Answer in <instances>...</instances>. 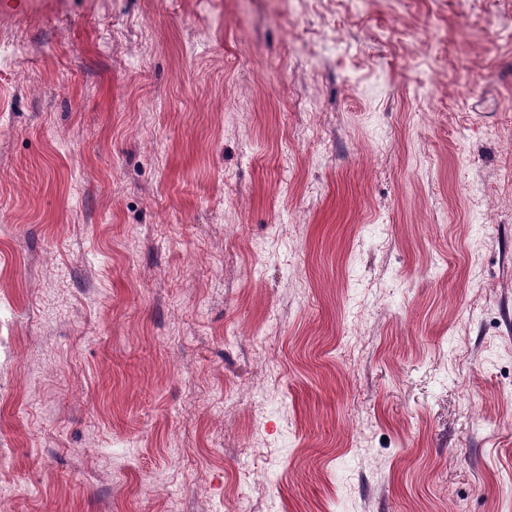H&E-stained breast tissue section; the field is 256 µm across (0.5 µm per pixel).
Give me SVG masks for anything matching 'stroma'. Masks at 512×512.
I'll use <instances>...</instances> for the list:
<instances>
[{
    "instance_id": "35a3bbf8",
    "label": "stroma",
    "mask_w": 512,
    "mask_h": 512,
    "mask_svg": "<svg viewBox=\"0 0 512 512\" xmlns=\"http://www.w3.org/2000/svg\"><path fill=\"white\" fill-rule=\"evenodd\" d=\"M1 488L512 512V0H0Z\"/></svg>"
}]
</instances>
